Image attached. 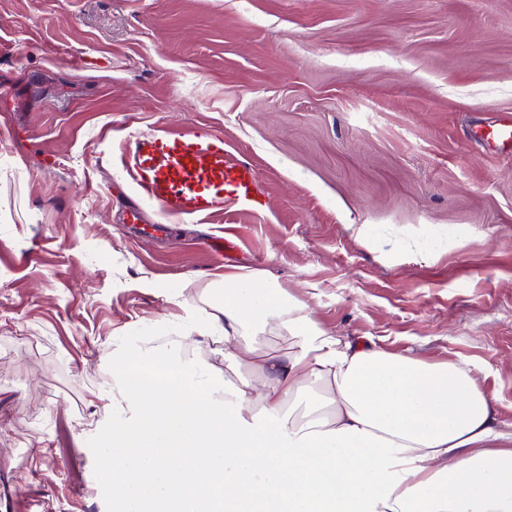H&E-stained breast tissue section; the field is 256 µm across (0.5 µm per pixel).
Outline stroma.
I'll list each match as a JSON object with an SVG mask.
<instances>
[{
  "mask_svg": "<svg viewBox=\"0 0 512 512\" xmlns=\"http://www.w3.org/2000/svg\"><path fill=\"white\" fill-rule=\"evenodd\" d=\"M512 0H0V512H113L116 349L181 348L228 273L342 339L484 370L512 430ZM223 136L265 191L127 212L124 139Z\"/></svg>",
  "mask_w": 512,
  "mask_h": 512,
  "instance_id": "stroma-1",
  "label": "stroma"
}]
</instances>
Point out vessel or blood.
<instances>
[{
	"label": "vessel or blood",
	"mask_w": 512,
	"mask_h": 512,
	"mask_svg": "<svg viewBox=\"0 0 512 512\" xmlns=\"http://www.w3.org/2000/svg\"><path fill=\"white\" fill-rule=\"evenodd\" d=\"M122 157L140 198L166 219L263 207L255 169L225 153L222 136L197 130L143 134L125 141Z\"/></svg>",
	"instance_id": "1"
}]
</instances>
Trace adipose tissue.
I'll list each match as a JSON object with an SVG mask.
<instances>
[{"instance_id": "1", "label": "adipose tissue", "mask_w": 512, "mask_h": 512, "mask_svg": "<svg viewBox=\"0 0 512 512\" xmlns=\"http://www.w3.org/2000/svg\"><path fill=\"white\" fill-rule=\"evenodd\" d=\"M270 328L287 353L263 349ZM193 332L223 341V375L112 355L131 408L100 463L116 512H512V431L478 365L343 341L242 274Z\"/></svg>"}]
</instances>
